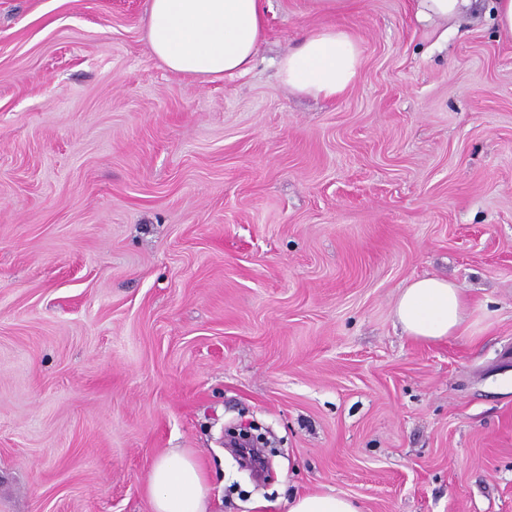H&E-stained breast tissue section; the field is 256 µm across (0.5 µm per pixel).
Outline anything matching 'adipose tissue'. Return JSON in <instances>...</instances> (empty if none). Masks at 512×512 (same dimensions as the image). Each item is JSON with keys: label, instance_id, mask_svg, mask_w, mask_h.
I'll use <instances>...</instances> for the list:
<instances>
[{"label": "adipose tissue", "instance_id": "adipose-tissue-1", "mask_svg": "<svg viewBox=\"0 0 512 512\" xmlns=\"http://www.w3.org/2000/svg\"><path fill=\"white\" fill-rule=\"evenodd\" d=\"M144 24L152 54L169 70L216 80L249 70L265 34L262 0H145ZM359 41L327 24L307 35L277 62L283 86L313 98L333 99L357 80ZM395 317L415 340L454 335L468 317L459 286L424 276L402 288ZM152 512H206L209 486L196 458L172 449L152 464L146 483Z\"/></svg>", "mask_w": 512, "mask_h": 512}]
</instances>
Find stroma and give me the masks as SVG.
Here are the masks:
<instances>
[{
    "label": "stroma",
    "instance_id": "1",
    "mask_svg": "<svg viewBox=\"0 0 512 512\" xmlns=\"http://www.w3.org/2000/svg\"><path fill=\"white\" fill-rule=\"evenodd\" d=\"M264 8L205 81L144 0H0V512H150L172 448L208 512H512V39L353 0L361 72L315 100L275 61L327 17ZM419 276L463 289L455 336L402 333ZM251 422L265 482L224 447ZM288 512H361L355 500L339 494L309 493L294 495Z\"/></svg>",
    "mask_w": 512,
    "mask_h": 512
}]
</instances>
